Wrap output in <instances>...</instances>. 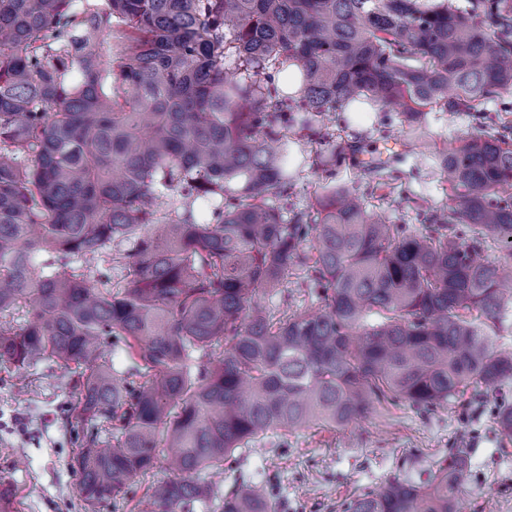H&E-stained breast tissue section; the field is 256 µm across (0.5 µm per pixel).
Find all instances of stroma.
I'll return each mask as SVG.
<instances>
[{
  "mask_svg": "<svg viewBox=\"0 0 512 512\" xmlns=\"http://www.w3.org/2000/svg\"><path fill=\"white\" fill-rule=\"evenodd\" d=\"M349 141L362 150L380 147L381 130L402 135L395 114L368 113L357 122L337 115ZM475 119L460 112H432L427 129L448 145L474 130ZM315 145L298 142L288 154L297 175L289 192L306 207L318 190L311 167ZM69 371L55 360L21 370L0 368V487L14 496L16 512H58L77 504L76 475L68 466L75 446L57 410L71 396ZM472 447L473 477L463 496V512H512V440L504 439L489 416L466 418L457 403L421 415L405 404L377 407L368 418L342 429H310L281 438L267 437L247 449L242 466L255 481L272 478L297 512H341L344 503L393 476L405 456L421 467L438 461L452 447Z\"/></svg>",
  "mask_w": 512,
  "mask_h": 512,
  "instance_id": "stroma-1",
  "label": "stroma"
}]
</instances>
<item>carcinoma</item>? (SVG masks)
Masks as SVG:
<instances>
[{"instance_id":"1","label":"carcinoma","mask_w":512,"mask_h":512,"mask_svg":"<svg viewBox=\"0 0 512 512\" xmlns=\"http://www.w3.org/2000/svg\"><path fill=\"white\" fill-rule=\"evenodd\" d=\"M505 95L512 0H0V365H74L59 412L83 512L163 460L177 475L138 512H279L272 482L224 494L202 472L382 403L491 405L512 439V102L485 108ZM358 99L406 133L362 188L336 184L358 161L333 124ZM435 110L476 113L478 133L439 147ZM290 134L320 146L303 211ZM415 155L449 203L389 224L366 196ZM293 276L310 305L277 316ZM471 477L472 449L450 448L343 512H459Z\"/></svg>"}]
</instances>
